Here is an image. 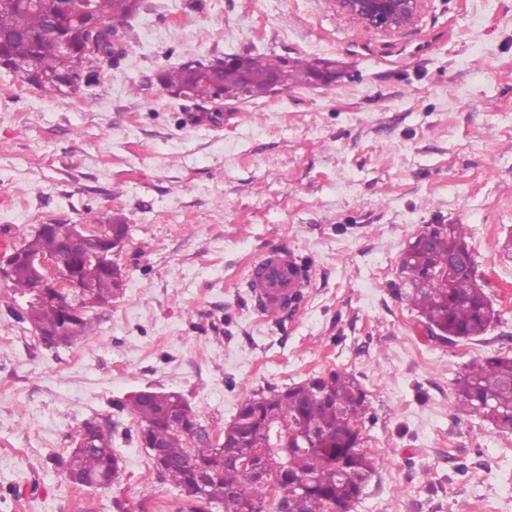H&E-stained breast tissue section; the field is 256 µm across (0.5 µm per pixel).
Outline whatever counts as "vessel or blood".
<instances>
[{"mask_svg":"<svg viewBox=\"0 0 512 512\" xmlns=\"http://www.w3.org/2000/svg\"><path fill=\"white\" fill-rule=\"evenodd\" d=\"M310 283L308 271L292 253L273 249L256 261L248 288L261 313L282 315L289 299L302 294Z\"/></svg>","mask_w":512,"mask_h":512,"instance_id":"vessel-or-blood-1","label":"vessel or blood"}]
</instances>
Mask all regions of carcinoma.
Instances as JSON below:
<instances>
[{
  "label": "carcinoma",
  "instance_id": "1",
  "mask_svg": "<svg viewBox=\"0 0 512 512\" xmlns=\"http://www.w3.org/2000/svg\"><path fill=\"white\" fill-rule=\"evenodd\" d=\"M65 0H0V52L27 60L37 75L44 77L38 88L53 95L79 94L96 85L127 50L129 19L147 7L146 0H92L99 22L96 29L82 32L84 68L72 58L43 43L45 33L61 13ZM236 65L217 59L214 65L171 63L160 73L163 86L172 94L187 92L186 99L213 102L220 96L238 100L242 93L239 65L252 76V96L268 94V78L284 73L290 80L306 82L321 72L332 74L329 63L319 68L307 60L293 62L283 57L261 59L235 57ZM71 225L47 224L23 238L18 249L28 256H54L69 239ZM465 224L439 228L425 225L403 253L400 263L405 297L430 325L437 339L453 341L484 335L494 320V310L477 280V261L468 242ZM460 259L467 268H451L445 279L430 280L428 269L447 267L448 256ZM78 276L90 286L86 311L112 303L120 288L122 273L117 265L107 270L104 262L80 261ZM7 279L23 297H33L37 276L27 264H17ZM35 330L48 345L71 344L86 339L90 332L87 315L70 313L56 299L40 302L26 313ZM124 407L137 418L140 444L157 450L164 462L163 473L189 501H201L224 512H273L276 504H288L289 512H336L359 496L375 472V458L363 448L362 419L368 410L366 392L351 375L332 370L281 388L273 387L247 397L233 420L224 426V447L213 444L206 433L197 439L187 432L198 425L193 410L174 392H154L148 399L130 397ZM188 409L185 425L175 429L170 415ZM458 413H478L500 432L512 431V356L480 359L467 366L457 381ZM284 427L294 433L286 448L269 453L268 495L256 486L255 474L239 465L246 444L262 447L264 430ZM80 434L89 435L87 448H73L62 460L67 481L81 487H107L117 477L119 459L112 448V432L93 419L83 423ZM152 458V463H157ZM210 480L198 494L199 471Z\"/></svg>",
  "mask_w": 512,
  "mask_h": 512
}]
</instances>
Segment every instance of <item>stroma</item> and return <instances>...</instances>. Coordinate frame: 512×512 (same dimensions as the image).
<instances>
[{
    "mask_svg": "<svg viewBox=\"0 0 512 512\" xmlns=\"http://www.w3.org/2000/svg\"><path fill=\"white\" fill-rule=\"evenodd\" d=\"M148 2L83 94L0 69V234L127 226L123 290L85 341L44 344L0 278V512H203L158 477L119 402L179 392L217 435L248 396L332 370L369 401L376 470L353 512H512V432L452 408L470 362L512 356V0H428L390 37L333 0ZM246 52L337 74L225 102L219 125L158 80ZM428 224L468 226L495 310L485 335L431 339L401 294V256ZM276 246L311 281L275 322L246 283ZM88 419L120 459L108 488L52 463Z\"/></svg>",
    "mask_w": 512,
    "mask_h": 512,
    "instance_id": "obj_1",
    "label": "stroma"
}]
</instances>
